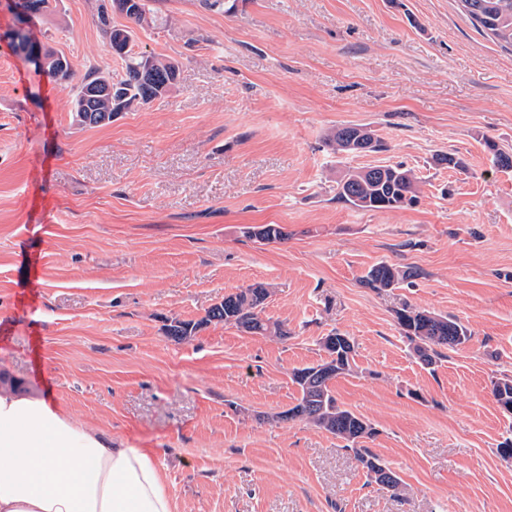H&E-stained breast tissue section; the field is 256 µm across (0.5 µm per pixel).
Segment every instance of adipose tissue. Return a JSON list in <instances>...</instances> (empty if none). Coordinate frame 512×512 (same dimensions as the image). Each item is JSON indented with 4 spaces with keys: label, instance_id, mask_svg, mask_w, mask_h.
I'll return each instance as SVG.
<instances>
[{
    "label": "adipose tissue",
    "instance_id": "obj_1",
    "mask_svg": "<svg viewBox=\"0 0 512 512\" xmlns=\"http://www.w3.org/2000/svg\"><path fill=\"white\" fill-rule=\"evenodd\" d=\"M0 512H173L151 457L0 391Z\"/></svg>",
    "mask_w": 512,
    "mask_h": 512
}]
</instances>
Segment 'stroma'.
<instances>
[{"instance_id": "obj_1", "label": "stroma", "mask_w": 512, "mask_h": 512, "mask_svg": "<svg viewBox=\"0 0 512 512\" xmlns=\"http://www.w3.org/2000/svg\"><path fill=\"white\" fill-rule=\"evenodd\" d=\"M163 24L136 50L180 63L177 84L110 124L72 120L71 84L10 46L0 0V373L109 445L144 449L175 512H512V416L491 394L512 377V49L457 0H157ZM30 33L68 59L118 74L95 0H49ZM365 126L387 148L325 143ZM454 152L466 171L436 166ZM402 163L406 208L336 199L347 169ZM288 238L262 244L248 226ZM387 262L415 276L364 285ZM255 283L287 337L221 322L178 341L168 319L201 320ZM457 319L470 340L418 359L401 303ZM355 343L338 404L400 479L391 491L354 450L301 421L294 370L322 337ZM365 132L368 134L367 147L357 151L355 148H347L353 133ZM327 141L332 149L339 154H361L368 152H381L386 149L385 143L378 138L372 130L363 126L344 125L336 127L327 135Z\"/></svg>"}]
</instances>
